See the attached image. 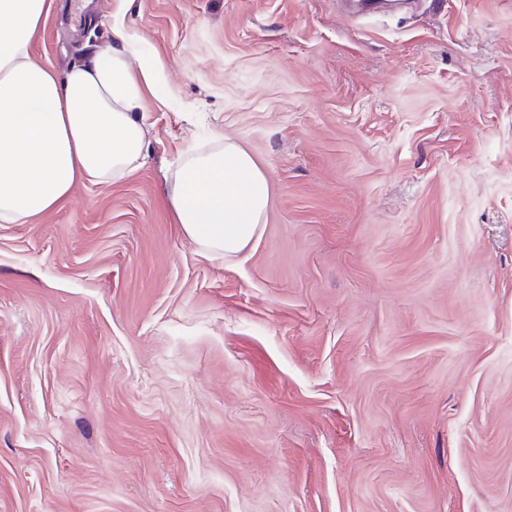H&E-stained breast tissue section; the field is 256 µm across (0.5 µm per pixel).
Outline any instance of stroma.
<instances>
[{"label":"stroma","mask_w":512,"mask_h":512,"mask_svg":"<svg viewBox=\"0 0 512 512\" xmlns=\"http://www.w3.org/2000/svg\"><path fill=\"white\" fill-rule=\"evenodd\" d=\"M94 3L34 59L163 78L138 171L0 223V512H512V0ZM218 133L228 263L167 202ZM270 185L265 171L234 140L214 136L187 150L170 174L169 207L183 234L204 252L233 260L260 236Z\"/></svg>","instance_id":"obj_1"}]
</instances>
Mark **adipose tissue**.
I'll return each mask as SVG.
<instances>
[{
	"label": "adipose tissue",
	"instance_id": "1",
	"mask_svg": "<svg viewBox=\"0 0 512 512\" xmlns=\"http://www.w3.org/2000/svg\"><path fill=\"white\" fill-rule=\"evenodd\" d=\"M54 0H0V223L21 224L71 198L80 181L135 173L148 145L138 114L156 81L152 63L132 65L133 45L58 75L30 53ZM270 185L229 137L187 150L170 174L169 207L204 252L233 260L260 236Z\"/></svg>",
	"mask_w": 512,
	"mask_h": 512
}]
</instances>
